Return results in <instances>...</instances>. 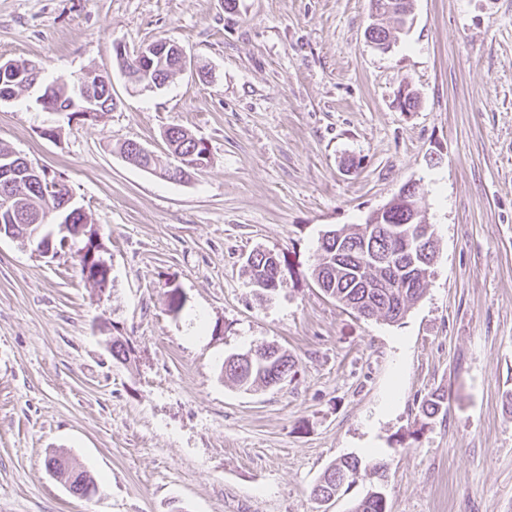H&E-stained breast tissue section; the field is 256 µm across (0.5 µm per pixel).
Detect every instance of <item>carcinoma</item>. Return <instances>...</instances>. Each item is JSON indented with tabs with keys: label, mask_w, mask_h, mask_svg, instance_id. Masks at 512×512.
Listing matches in <instances>:
<instances>
[{
	"label": "carcinoma",
	"mask_w": 512,
	"mask_h": 512,
	"mask_svg": "<svg viewBox=\"0 0 512 512\" xmlns=\"http://www.w3.org/2000/svg\"><path fill=\"white\" fill-rule=\"evenodd\" d=\"M373 22L369 28L374 31L373 41L386 50L390 47L393 33L405 28L412 12L413 0H371ZM141 65L149 69L157 89H162L170 78L184 71L175 55L158 56L150 54ZM42 68L34 62H13L12 69L0 70V100L15 96L25 87L41 83ZM71 87L63 84H49L42 96L46 97L42 109L57 112L69 106ZM169 154L177 150L194 154L192 161L198 163L197 172H203L210 163V157L203 155L204 149L197 147L195 135L186 129L170 127L165 130ZM119 153L127 160L145 170L162 167L159 156H141L130 151L126 144L119 146ZM47 179V171L31 173L27 166L15 169L13 184L0 186V195L14 198L16 209H0V234L21 237L29 232V221L39 220L41 233L55 231V210L70 195L67 186L50 178L53 190L41 183ZM331 234L322 239L319 246V262L314 276L321 290L337 303L349 307L367 317H382L389 322L399 321L411 305L423 297L425 282L420 272L431 269L430 258L436 256L434 231L430 224H419L413 209L404 203L390 209L379 227L369 228L367 224H345L340 228L327 230ZM409 233L419 240L413 254H404L398 268L392 270L383 263L395 245L393 234ZM252 283L277 282L282 286L283 274L280 267L271 260L270 253L256 250L246 259ZM294 363L288 354L276 346H265L255 351L251 359H240L234 354L224 360V376L248 390L256 385L275 386L288 373ZM445 409L444 396L432 393L421 402V411L428 418H434ZM46 463L54 464L58 477L69 484V489L80 496L96 491L97 486L87 471L65 458L51 457ZM361 460L356 456L342 457L331 463L312 489V494L323 501L350 488L359 477ZM351 512H387V501L382 492L371 490L358 499Z\"/></svg>",
	"instance_id": "carcinoma-1"
}]
</instances>
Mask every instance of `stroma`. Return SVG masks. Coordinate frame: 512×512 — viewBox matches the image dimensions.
<instances>
[{
	"mask_svg": "<svg viewBox=\"0 0 512 512\" xmlns=\"http://www.w3.org/2000/svg\"><path fill=\"white\" fill-rule=\"evenodd\" d=\"M370 14L371 0H0V61L44 69L0 101V146L61 176L111 265L101 290L70 253L0 236V512H350L373 488L388 512H512V0H414L386 51ZM159 38L187 67L129 93L115 46ZM90 69L111 77L114 110L61 125L36 105ZM172 126L209 147L190 181L117 151L165 155ZM412 181L437 261L402 319L363 318L318 287L319 238ZM256 249L283 271L264 300L244 266ZM272 344L288 379H225V358ZM434 392L447 412L429 419ZM53 454L97 492L71 493ZM350 455L379 472L315 500Z\"/></svg>",
	"mask_w": 512,
	"mask_h": 512,
	"instance_id": "obj_1",
	"label": "stroma"
}]
</instances>
